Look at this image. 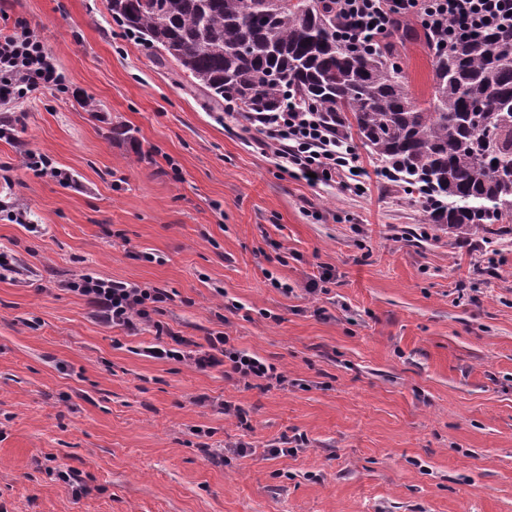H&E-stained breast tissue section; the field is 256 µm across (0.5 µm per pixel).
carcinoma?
Segmentation results:
<instances>
[{
    "mask_svg": "<svg viewBox=\"0 0 512 512\" xmlns=\"http://www.w3.org/2000/svg\"><path fill=\"white\" fill-rule=\"evenodd\" d=\"M127 34L164 51L211 101L277 112L286 101L357 136L431 224L469 235L512 220V28L458 39L405 22L373 51L341 39L334 0H107ZM421 41L426 104L401 49Z\"/></svg>",
    "mask_w": 512,
    "mask_h": 512,
    "instance_id": "1",
    "label": "carcinoma"
}]
</instances>
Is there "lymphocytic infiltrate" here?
Here are the masks:
<instances>
[{
	"label": "lymphocytic infiltrate",
	"instance_id": "f902f5d3",
	"mask_svg": "<svg viewBox=\"0 0 512 512\" xmlns=\"http://www.w3.org/2000/svg\"><path fill=\"white\" fill-rule=\"evenodd\" d=\"M345 22L347 44L355 49L378 40L401 19L419 18L426 29L447 30L449 35L480 34L489 29L512 27V0H336ZM62 77L42 42L28 31L0 35V102L46 86H58ZM248 129L261 134V143L277 158L280 168L294 176L317 181L339 182L360 194L365 190V170L359 169L355 150L334 128L318 124L311 112L288 106L268 114L247 112ZM67 290L85 297L101 321L135 336L143 327H153L156 338L169 335L155 314L169 301L167 291L143 288L134 283L81 275L66 285ZM148 357L186 361L201 370L219 368L225 378L267 380L275 368L257 354L236 348L226 333H212L206 346L175 337L173 346L147 348Z\"/></svg>",
	"mask_w": 512,
	"mask_h": 512
}]
</instances>
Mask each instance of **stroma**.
<instances>
[{"instance_id": "35a3bbf8", "label": "stroma", "mask_w": 512, "mask_h": 512, "mask_svg": "<svg viewBox=\"0 0 512 512\" xmlns=\"http://www.w3.org/2000/svg\"><path fill=\"white\" fill-rule=\"evenodd\" d=\"M20 24L63 83L0 105V512H512V223H428L361 145L360 196L278 168L106 0H0ZM402 61L428 99L427 48ZM85 273L165 289L174 333H227L284 384L143 356L152 330L66 290Z\"/></svg>"}]
</instances>
